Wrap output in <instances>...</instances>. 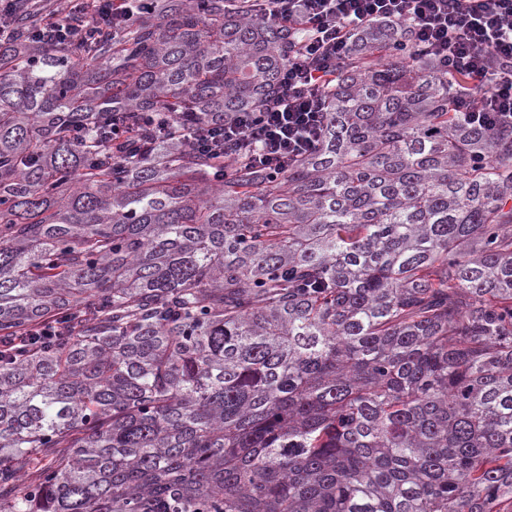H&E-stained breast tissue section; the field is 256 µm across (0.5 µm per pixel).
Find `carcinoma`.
Here are the masks:
<instances>
[{"label": "carcinoma", "mask_w": 512, "mask_h": 512, "mask_svg": "<svg viewBox=\"0 0 512 512\" xmlns=\"http://www.w3.org/2000/svg\"><path fill=\"white\" fill-rule=\"evenodd\" d=\"M54 12L0 49V335L57 330L0 349V512H512V130L377 22L273 177L181 136L269 102L254 0Z\"/></svg>", "instance_id": "1"}]
</instances>
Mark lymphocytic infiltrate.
Here are the masks:
<instances>
[{
	"label": "lymphocytic infiltrate",
	"instance_id": "obj_1",
	"mask_svg": "<svg viewBox=\"0 0 512 512\" xmlns=\"http://www.w3.org/2000/svg\"><path fill=\"white\" fill-rule=\"evenodd\" d=\"M267 21L299 27L300 42L277 77L264 111H244L205 124L190 141L201 153L247 152L279 172L314 151L326 122L321 91L337 64L360 54L357 33L384 20L471 86L457 96L465 123L492 134L512 128V0H270Z\"/></svg>",
	"mask_w": 512,
	"mask_h": 512
}]
</instances>
